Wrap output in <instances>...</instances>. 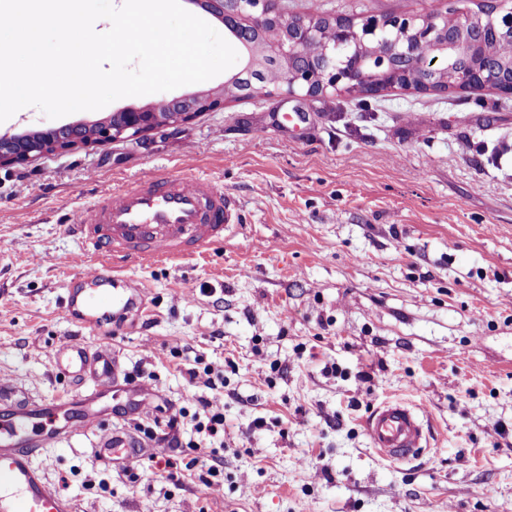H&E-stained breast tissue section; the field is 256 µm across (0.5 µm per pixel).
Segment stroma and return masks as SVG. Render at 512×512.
<instances>
[{
  "label": "stroma",
  "instance_id": "stroma-1",
  "mask_svg": "<svg viewBox=\"0 0 512 512\" xmlns=\"http://www.w3.org/2000/svg\"><path fill=\"white\" fill-rule=\"evenodd\" d=\"M291 17L425 13L442 0H279ZM225 75L50 119L25 107L0 134L92 124L220 85ZM263 93L147 139L0 167V379L47 402L67 339L112 346L154 407L150 439L194 392V358L224 373L223 498L192 427L154 460L96 461L94 431L36 462L81 512H512V98L384 90ZM233 196L223 245L127 262L143 290L125 324L81 328L63 285L98 261L71 219L106 192L184 166ZM424 411L430 446L393 464L372 406Z\"/></svg>",
  "mask_w": 512,
  "mask_h": 512
}]
</instances>
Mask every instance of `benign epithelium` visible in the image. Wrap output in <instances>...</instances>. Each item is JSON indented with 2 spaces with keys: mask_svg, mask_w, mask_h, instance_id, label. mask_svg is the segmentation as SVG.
<instances>
[{
  "mask_svg": "<svg viewBox=\"0 0 512 512\" xmlns=\"http://www.w3.org/2000/svg\"><path fill=\"white\" fill-rule=\"evenodd\" d=\"M276 0H193L205 12L232 21L235 31L249 34L257 21L284 18L275 7ZM451 10L430 11L423 14L367 15L360 22L341 25L336 32V48L324 53L315 63L300 72L285 69L286 78L273 96L288 98H324L335 95H372L382 91L377 82L396 77L397 71L378 72L389 58H398L402 70L411 74L410 89L418 92L435 90V66L448 63V49L462 44L450 36L454 27L460 36L469 38L473 46L485 38L483 20L474 11L461 6V0H448ZM493 28L512 33V3L500 0L499 8L490 17ZM321 26V18L288 19V37L268 42L253 53L247 42L241 46L247 53L243 67L225 85L234 87L244 73H251L262 65H286L301 53L303 46L314 38ZM458 85L471 88H491L500 91L508 86L512 96V66L499 68L488 60L482 76L475 82L459 73ZM224 101H213L199 93L163 102L156 107L126 108L114 118L101 123L88 139L83 138L82 126L67 131L48 128L35 136L0 135V167L24 164L45 154H63L104 142L141 141L158 129L157 112L165 108L178 113L174 126L188 123L200 113L217 109Z\"/></svg>",
  "mask_w": 512,
  "mask_h": 512,
  "instance_id": "1",
  "label": "benign epithelium"
}]
</instances>
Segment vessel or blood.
Wrapping results in <instances>:
<instances>
[{
  "instance_id": "b4317fda",
  "label": "vessel or blood",
  "mask_w": 512,
  "mask_h": 512,
  "mask_svg": "<svg viewBox=\"0 0 512 512\" xmlns=\"http://www.w3.org/2000/svg\"><path fill=\"white\" fill-rule=\"evenodd\" d=\"M236 201L202 174L152 176L100 197L72 220L84 252L100 257L98 270L75 276L64 285L66 313L85 326L103 324L139 307L140 288L117 266L129 256L144 263L199 255L223 242L240 223ZM59 373L86 389L84 398L46 403L0 381V512H77L37 465L44 448L73 434L100 426L93 454L102 461L132 459L142 442L127 426H105L99 405L119 386L120 364L108 347L88 350L62 342L54 356ZM128 418L145 417L152 405L137 382L123 385ZM364 431L385 460L402 463L423 454L428 428L421 408L400 400L372 407Z\"/></svg>"
}]
</instances>
